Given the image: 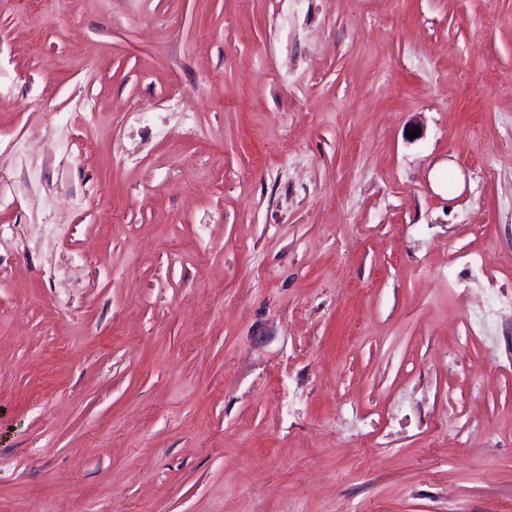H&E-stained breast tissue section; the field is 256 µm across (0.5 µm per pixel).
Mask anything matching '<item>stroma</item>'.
I'll return each instance as SVG.
<instances>
[{
	"label": "stroma",
	"instance_id": "obj_1",
	"mask_svg": "<svg viewBox=\"0 0 512 512\" xmlns=\"http://www.w3.org/2000/svg\"><path fill=\"white\" fill-rule=\"evenodd\" d=\"M511 294L512 0H0V512H512Z\"/></svg>",
	"mask_w": 512,
	"mask_h": 512
}]
</instances>
